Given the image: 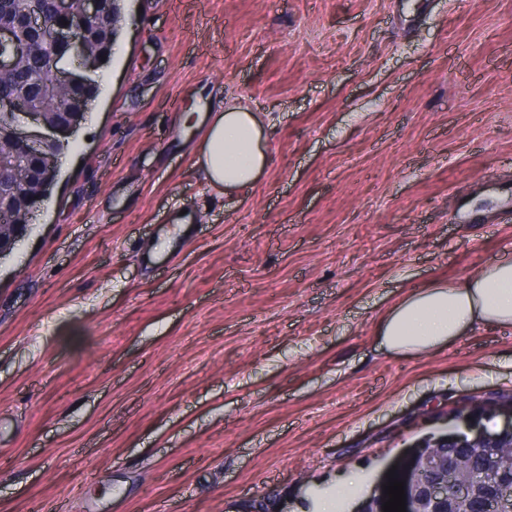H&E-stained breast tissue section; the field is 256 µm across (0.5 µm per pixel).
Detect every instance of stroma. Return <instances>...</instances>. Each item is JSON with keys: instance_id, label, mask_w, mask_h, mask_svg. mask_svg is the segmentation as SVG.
<instances>
[{"instance_id": "obj_1", "label": "stroma", "mask_w": 512, "mask_h": 512, "mask_svg": "<svg viewBox=\"0 0 512 512\" xmlns=\"http://www.w3.org/2000/svg\"><path fill=\"white\" fill-rule=\"evenodd\" d=\"M93 79L0 256V512H317L354 472L357 512L501 429L512 329L377 324L512 253V0H123ZM227 104L275 121L229 194L195 165Z\"/></svg>"}]
</instances>
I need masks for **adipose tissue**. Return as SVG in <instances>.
<instances>
[{"mask_svg":"<svg viewBox=\"0 0 512 512\" xmlns=\"http://www.w3.org/2000/svg\"><path fill=\"white\" fill-rule=\"evenodd\" d=\"M271 125L258 113L228 108L209 115L196 163L210 185L231 192L267 167ZM478 326L512 327V257H501L453 283L434 282L396 303L378 325L391 352L422 356Z\"/></svg>","mask_w":512,"mask_h":512,"instance_id":"obj_1","label":"adipose tissue"}]
</instances>
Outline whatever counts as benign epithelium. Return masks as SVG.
Masks as SVG:
<instances>
[{
  "mask_svg": "<svg viewBox=\"0 0 512 512\" xmlns=\"http://www.w3.org/2000/svg\"><path fill=\"white\" fill-rule=\"evenodd\" d=\"M43 0H27L24 20H0V72L21 67L40 44L50 78L33 94L23 85L0 93V255L12 249L30 223L58 161L54 145L76 127L75 92L89 85L88 76L69 69L56 52L74 43H93L104 16V0H52L57 22L48 21ZM67 24H62V21ZM512 449V415L498 433L467 426L463 432L427 443L414 455L406 512H469L477 495L474 479H459L474 458L493 462Z\"/></svg>",
  "mask_w": 512,
  "mask_h": 512,
  "instance_id": "1",
  "label": "benign epithelium"
}]
</instances>
